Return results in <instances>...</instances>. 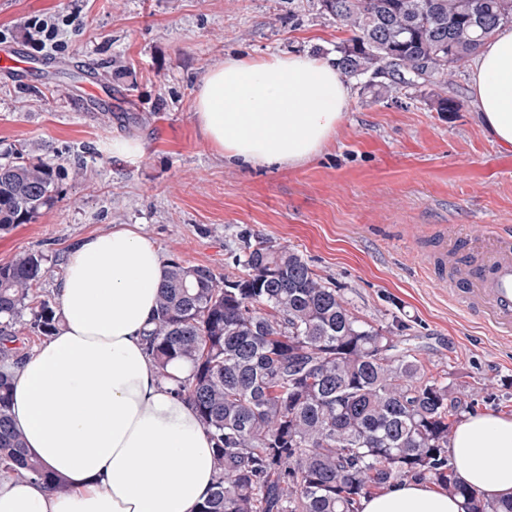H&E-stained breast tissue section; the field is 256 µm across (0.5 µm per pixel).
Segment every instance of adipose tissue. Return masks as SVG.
Here are the masks:
<instances>
[{"mask_svg": "<svg viewBox=\"0 0 512 512\" xmlns=\"http://www.w3.org/2000/svg\"><path fill=\"white\" fill-rule=\"evenodd\" d=\"M470 80L487 135L512 151V26L485 40ZM349 101L331 60L235 54L202 75L194 117L224 159L295 168L333 138ZM168 269L129 225L71 246L58 294L62 325L22 361H0L15 429L68 490L1 479L0 512H195L207 497L218 473L213 445L178 392L192 366L159 371L147 350ZM448 462L486 498H512V416L464 415ZM358 512L463 510L436 484L404 480L361 497Z\"/></svg>", "mask_w": 512, "mask_h": 512, "instance_id": "adipose-tissue-1", "label": "adipose tissue"}]
</instances>
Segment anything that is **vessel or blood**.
I'll return each instance as SVG.
<instances>
[{"instance_id":"1","label":"vessel or blood","mask_w":512,"mask_h":512,"mask_svg":"<svg viewBox=\"0 0 512 512\" xmlns=\"http://www.w3.org/2000/svg\"><path fill=\"white\" fill-rule=\"evenodd\" d=\"M50 61L27 55L14 44L0 43V72L19 81H27L33 73L44 71ZM475 238L485 243L477 264L460 261L466 252L463 242L454 243L442 255L431 278L434 285L467 317L492 329L501 338L512 337V234L488 233L475 229Z\"/></svg>"}]
</instances>
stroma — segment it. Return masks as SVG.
Listing matches in <instances>:
<instances>
[{"mask_svg":"<svg viewBox=\"0 0 512 512\" xmlns=\"http://www.w3.org/2000/svg\"><path fill=\"white\" fill-rule=\"evenodd\" d=\"M79 13L51 76L0 74V162L15 152L60 165L58 199L0 231V266L45 255L39 294L53 299L72 244L135 224L165 260L233 271L245 240L297 250L353 313L398 322L433 374L465 385L472 412L512 416V340L464 317L417 257L475 224L512 225V154L483 132L468 66L452 88L375 99L351 80L332 142L299 168H243L200 136L201 75L235 53L330 58L344 29L321 0H0V36L27 47L34 15ZM91 64L101 87L85 101ZM452 96L460 106L439 111ZM136 140L127 158L113 143Z\"/></svg>","mask_w":512,"mask_h":512,"instance_id":"stroma-1","label":"stroma"}]
</instances>
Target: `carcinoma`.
Masks as SVG:
<instances>
[{
    "label": "carcinoma",
    "mask_w": 512,
    "mask_h": 512,
    "mask_svg": "<svg viewBox=\"0 0 512 512\" xmlns=\"http://www.w3.org/2000/svg\"><path fill=\"white\" fill-rule=\"evenodd\" d=\"M350 32L336 46L346 77L380 96L446 86L499 26L512 0H322ZM60 167L19 152L0 162V230L26 224L57 198ZM44 258L0 266L1 348L29 311V343L61 321L34 286ZM160 369L189 361L180 386L214 443L220 474L196 512H358L361 497L407 479L431 480L463 512H512L448 463L463 409L457 385L427 375L395 326L357 317L295 251L246 242L234 272L171 263L148 333ZM11 380L0 372V474L65 489L27 454L10 418Z\"/></svg>",
    "instance_id": "carcinoma-1"
}]
</instances>
